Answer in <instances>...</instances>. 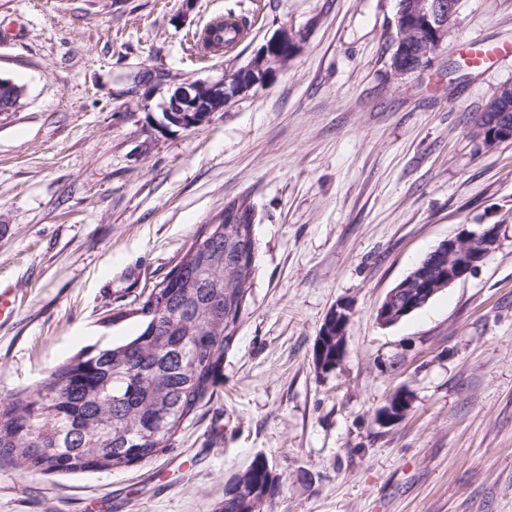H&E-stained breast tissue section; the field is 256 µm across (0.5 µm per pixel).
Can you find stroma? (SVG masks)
I'll return each instance as SVG.
<instances>
[{"label":"stroma","instance_id":"1","mask_svg":"<svg viewBox=\"0 0 512 512\" xmlns=\"http://www.w3.org/2000/svg\"><path fill=\"white\" fill-rule=\"evenodd\" d=\"M398 0H0V403L74 354L140 330L139 293L203 224L248 197L257 271L220 394L172 451L51 477L0 466V512H216L257 456L282 477L264 512H512V143L476 122L512 56V0H460L420 72L391 69ZM248 24L202 55L213 17ZM288 66L193 129L165 120L177 84L245 66L281 28ZM498 227L480 268L397 324L386 293L442 241ZM347 304V352L313 361ZM411 406L386 426L396 391Z\"/></svg>","mask_w":512,"mask_h":512}]
</instances>
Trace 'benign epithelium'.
Here are the masks:
<instances>
[{
  "instance_id": "benign-epithelium-1",
  "label": "benign epithelium",
  "mask_w": 512,
  "mask_h": 512,
  "mask_svg": "<svg viewBox=\"0 0 512 512\" xmlns=\"http://www.w3.org/2000/svg\"><path fill=\"white\" fill-rule=\"evenodd\" d=\"M457 0H403L396 14L397 51L392 56L396 75L404 76L424 69L448 35V25L457 13ZM300 49L299 39L282 29L272 36L255 57L237 72L220 82L197 81L178 87L172 100L165 105L166 119L183 129L195 128L206 119L193 120L192 112L210 115L224 109L225 104L263 82L273 72L288 66ZM512 82L501 85L486 106L477 125V134L486 145L512 142ZM498 237L497 225H487L477 233L449 238L434 250L431 265L438 268L435 283L425 284V273L409 279L390 290L377 310V321L391 325L410 314L415 307L426 303L442 284L452 285L480 267L492 252ZM418 284L416 298L402 303L405 289ZM331 313L336 315L338 349L347 346L346 329L350 309L338 304Z\"/></svg>"
}]
</instances>
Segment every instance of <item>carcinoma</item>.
<instances>
[{"label": "carcinoma", "instance_id": "1", "mask_svg": "<svg viewBox=\"0 0 512 512\" xmlns=\"http://www.w3.org/2000/svg\"><path fill=\"white\" fill-rule=\"evenodd\" d=\"M239 32L220 19L202 42L221 49ZM19 85L0 79V112ZM175 266L130 313L143 321L130 340L85 350L0 406V464L43 475L113 471L173 450L183 422L217 395L229 346L251 296L256 268L236 262L257 250L245 224H207ZM281 478L256 458L224 488L218 512H263Z\"/></svg>", "mask_w": 512, "mask_h": 512}]
</instances>
